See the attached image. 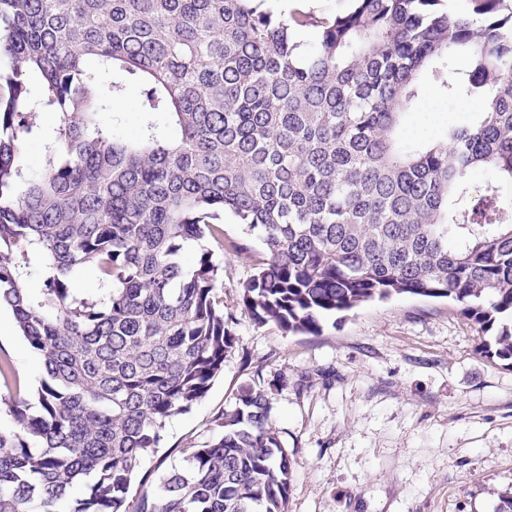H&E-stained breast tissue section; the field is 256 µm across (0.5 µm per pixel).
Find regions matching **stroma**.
<instances>
[{"label": "stroma", "mask_w": 512, "mask_h": 512, "mask_svg": "<svg viewBox=\"0 0 512 512\" xmlns=\"http://www.w3.org/2000/svg\"><path fill=\"white\" fill-rule=\"evenodd\" d=\"M473 98L426 84L404 124L406 143L469 121ZM224 315L235 347L205 397L170 418L140 472L157 483L221 435L217 416L245 384L264 390L293 461L288 512H499L512 500V366L482 354L484 338L444 299L396 296L322 321L319 334L256 324L241 285L266 257L257 235L224 219ZM247 245L238 256L233 244ZM10 324L0 395L34 403L40 360Z\"/></svg>", "instance_id": "1"}]
</instances>
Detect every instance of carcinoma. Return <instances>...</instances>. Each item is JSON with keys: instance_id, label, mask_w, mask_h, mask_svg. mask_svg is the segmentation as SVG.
Here are the masks:
<instances>
[{"instance_id": "1", "label": "carcinoma", "mask_w": 512, "mask_h": 512, "mask_svg": "<svg viewBox=\"0 0 512 512\" xmlns=\"http://www.w3.org/2000/svg\"><path fill=\"white\" fill-rule=\"evenodd\" d=\"M310 2L0 0V306L46 372L38 414L0 398L15 422L0 429V512H287L292 461L251 385L222 435L127 501L166 421L235 347L226 214L265 246L241 287L256 324L316 334L364 302L446 298L512 362V211L469 180L512 182V0L452 15L445 0ZM428 79L484 108L406 145ZM132 80L128 138L114 103ZM33 136L38 174L21 155ZM88 266L94 295L75 288ZM22 154L28 169L40 173L43 169V144L38 138L26 139L21 146Z\"/></svg>"}]
</instances>
